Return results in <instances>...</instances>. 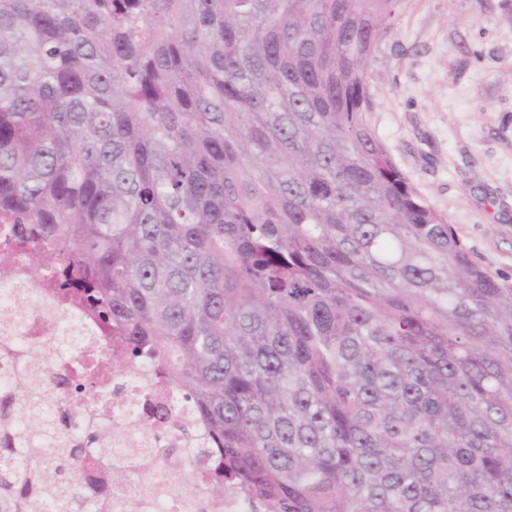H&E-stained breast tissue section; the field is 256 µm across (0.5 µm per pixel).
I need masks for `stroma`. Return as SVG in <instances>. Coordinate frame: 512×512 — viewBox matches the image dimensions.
<instances>
[{"instance_id": "35a3bbf8", "label": "stroma", "mask_w": 512, "mask_h": 512, "mask_svg": "<svg viewBox=\"0 0 512 512\" xmlns=\"http://www.w3.org/2000/svg\"><path fill=\"white\" fill-rule=\"evenodd\" d=\"M367 91L397 165L512 285V0H401Z\"/></svg>"}]
</instances>
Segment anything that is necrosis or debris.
<instances>
[{"mask_svg": "<svg viewBox=\"0 0 512 512\" xmlns=\"http://www.w3.org/2000/svg\"><path fill=\"white\" fill-rule=\"evenodd\" d=\"M8 315L14 318L11 333L19 341L0 342V371L45 352L59 365L74 355L97 361L104 353L103 330L94 314L58 303L44 282L30 278L25 254L18 250L8 262H0V320ZM154 373V365L142 361L111 374L101 385L105 396L92 412L97 422L123 424L122 447L146 451L145 456L129 460L138 479L113 492L112 512H125L132 496L141 499L142 512H197L202 487L182 480L185 470L195 467L197 443L179 441V458L168 456L148 416L152 407L170 406L173 392L156 387Z\"/></svg>", "mask_w": 512, "mask_h": 512, "instance_id": "1", "label": "necrosis or debris"}]
</instances>
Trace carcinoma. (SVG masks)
I'll return each instance as SVG.
<instances>
[{
  "label": "carcinoma",
  "instance_id": "carcinoma-1",
  "mask_svg": "<svg viewBox=\"0 0 512 512\" xmlns=\"http://www.w3.org/2000/svg\"><path fill=\"white\" fill-rule=\"evenodd\" d=\"M399 0H0V223L263 512H512V285L370 122ZM0 406V512L112 507L120 427ZM102 472L100 500L79 490Z\"/></svg>",
  "mask_w": 512,
  "mask_h": 512
}]
</instances>
